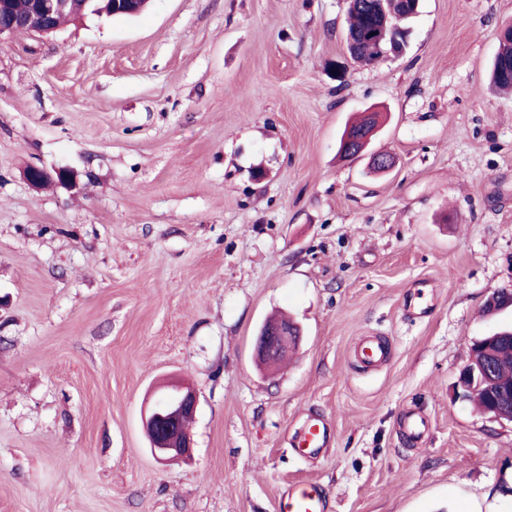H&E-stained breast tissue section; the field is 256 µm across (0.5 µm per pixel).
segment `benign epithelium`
<instances>
[{
    "label": "benign epithelium",
    "mask_w": 512,
    "mask_h": 512,
    "mask_svg": "<svg viewBox=\"0 0 512 512\" xmlns=\"http://www.w3.org/2000/svg\"><path fill=\"white\" fill-rule=\"evenodd\" d=\"M148 0H111V15H135L141 12ZM73 6V0H39L38 12L20 21L11 20L9 25L0 24V37L11 35L15 27H27L38 35H47L55 28L47 19L61 10ZM372 47L385 50V53L395 52L399 40L394 29L382 24L372 33ZM27 182L33 187L45 183H67L76 185L73 174L64 168L48 171L42 167L32 166L25 172ZM301 339L300 331L288 322L264 323L255 336L254 350L256 358L266 364H272L297 346ZM495 364L488 362L484 368L483 378L489 381L493 400L486 415L498 421L512 422V389L507 391L495 388L492 382ZM168 391L154 400L148 410L142 415V428L148 440L151 454L161 462L187 459L191 456L193 441L186 422L193 419L198 405V395L195 389L184 382H171Z\"/></svg>",
    "instance_id": "7a95c632"
}]
</instances>
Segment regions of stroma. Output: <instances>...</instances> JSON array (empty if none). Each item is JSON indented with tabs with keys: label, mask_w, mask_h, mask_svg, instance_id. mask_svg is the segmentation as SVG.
Returning <instances> with one entry per match:
<instances>
[{
	"label": "stroma",
	"mask_w": 512,
	"mask_h": 512,
	"mask_svg": "<svg viewBox=\"0 0 512 512\" xmlns=\"http://www.w3.org/2000/svg\"><path fill=\"white\" fill-rule=\"evenodd\" d=\"M347 6L151 0L0 41V512H277L313 482L329 512H512V423L456 393L512 326L483 311L512 285V93L489 79L512 0H421L368 66ZM370 111L384 174L338 155ZM277 311L302 338L266 368ZM365 336L390 350L371 371ZM176 380L194 448L161 463L141 416ZM311 414L332 441L304 458ZM27 182L33 187H39L45 183H67L71 186L76 185L73 174L64 168L54 169L53 172L42 167L32 166L25 172Z\"/></svg>",
	"instance_id": "stroma-1"
}]
</instances>
